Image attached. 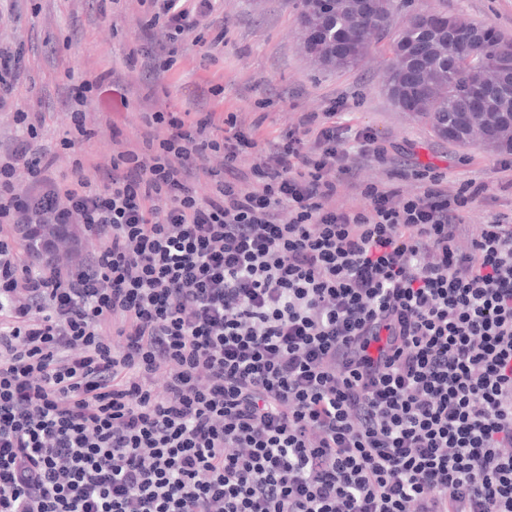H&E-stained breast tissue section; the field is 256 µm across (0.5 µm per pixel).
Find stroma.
Masks as SVG:
<instances>
[{
  "instance_id": "35a3bbf8",
  "label": "stroma",
  "mask_w": 512,
  "mask_h": 512,
  "mask_svg": "<svg viewBox=\"0 0 512 512\" xmlns=\"http://www.w3.org/2000/svg\"><path fill=\"white\" fill-rule=\"evenodd\" d=\"M38 13L23 12L19 23L0 29V37L23 44L32 88L30 108L50 104L43 142L55 146L66 129L63 112L64 72L68 67L98 74L117 68L134 94L144 96L141 67L126 66L127 43L138 37L135 10L118 17L88 8L87 0H40ZM300 0H217L212 18L229 29L224 56L218 62L184 64L168 79L165 102L184 106L191 89L213 74L224 76L222 109H250L255 99L274 98L267 130L280 128L291 112H322L331 100H343L352 125H369L385 136L410 161L432 163L448 178L449 189L472 179L489 181L494 203H478L466 214L468 224L483 222L491 213L512 211V174L494 172L497 152L478 144L460 145L438 139L414 114L399 110L390 100L385 75L390 55L375 47L350 70L319 66L303 49L299 25ZM439 13L479 23L512 40V0H394L391 30L399 32L411 16ZM71 39L62 54L51 44Z\"/></svg>"
}]
</instances>
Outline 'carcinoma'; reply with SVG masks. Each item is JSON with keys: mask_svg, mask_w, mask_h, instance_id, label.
I'll return each instance as SVG.
<instances>
[{"mask_svg": "<svg viewBox=\"0 0 512 512\" xmlns=\"http://www.w3.org/2000/svg\"><path fill=\"white\" fill-rule=\"evenodd\" d=\"M392 0H302L299 22L308 53L324 68L345 71L371 48L384 43L392 56L386 88L393 104L420 117L433 134L463 144L469 131V99L464 91L493 66L448 47L447 26L432 15H418L388 38ZM478 125L494 135V150L512 153V92L488 94Z\"/></svg>", "mask_w": 512, "mask_h": 512, "instance_id": "cac0c4a2", "label": "carcinoma"}]
</instances>
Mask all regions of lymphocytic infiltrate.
Listing matches in <instances>:
<instances>
[{"label": "lymphocytic infiltrate", "instance_id": "f902f5d3", "mask_svg": "<svg viewBox=\"0 0 512 512\" xmlns=\"http://www.w3.org/2000/svg\"><path fill=\"white\" fill-rule=\"evenodd\" d=\"M136 2L152 91L227 37L214 0ZM24 58L0 41V512H512V217L464 221L487 181L396 168L336 101L265 136L269 99L206 109L220 75L155 110L66 70L54 151ZM20 224L94 247L36 263Z\"/></svg>", "mask_w": 512, "mask_h": 512}]
</instances>
